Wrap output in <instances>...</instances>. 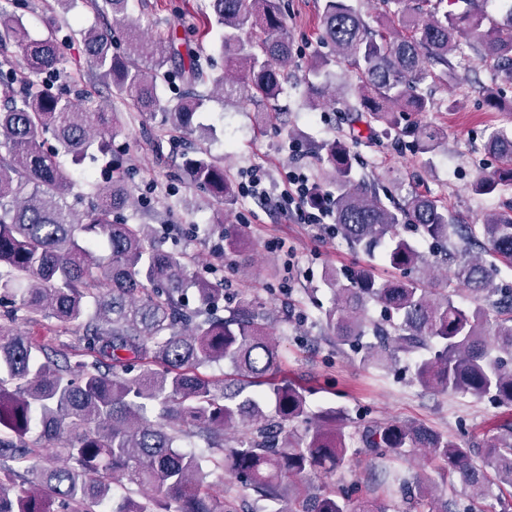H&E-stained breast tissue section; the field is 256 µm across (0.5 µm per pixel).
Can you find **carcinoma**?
Instances as JSON below:
<instances>
[{
    "instance_id": "1",
    "label": "carcinoma",
    "mask_w": 512,
    "mask_h": 512,
    "mask_svg": "<svg viewBox=\"0 0 512 512\" xmlns=\"http://www.w3.org/2000/svg\"><path fill=\"white\" fill-rule=\"evenodd\" d=\"M130 0H93L103 18L126 21ZM383 0L376 29L351 0H323L320 39L330 55L309 66L317 81L304 105L324 93L318 78L342 62L356 71V101L348 106L352 134L362 124L402 127L420 153L440 148V131L412 117L434 109L422 85L437 74L458 79L451 57L468 48L494 63L485 102L509 113L496 84L512 81V2L502 21L487 22L476 0ZM206 23L222 30L224 70L205 68L190 47L169 36L133 31L125 51L112 49V30L83 32L86 52L112 97L141 114L162 109L158 82L172 74L196 85L212 84L226 101L271 103L288 89L293 46L285 0H208ZM14 42L17 66L0 67V512H239L238 498L213 489L217 471L270 503V512H386L396 494L411 512H512V427L465 446L445 432L392 422L360 435L381 462L383 478L372 497L352 507L361 488L315 493L296 502L284 484L311 472H333L352 456L344 411L308 410L313 388L288 378L276 341L272 312L256 300L219 314V281L195 277L198 306L186 305L187 263L151 242L148 224L120 216L131 190L119 158L109 181L78 179L76 167L96 153L112 152L125 119L119 108L97 113L53 92L34 77L58 71L60 46L48 33L28 37L22 19L0 7V47ZM150 60L145 68L142 61ZM204 106L195 95L162 113L174 129L200 131L193 117ZM486 149L500 161L470 185L478 196L512 188V128L493 130ZM317 188L310 204L326 206L336 234L371 253L384 248L391 272L378 277L361 268L345 284L328 272L334 302L320 323L336 341L360 355L366 368L387 371L414 354L413 380L450 395L488 396L512 407V288L497 282L498 264L512 266V207L486 214L480 224H458L448 206L415 192L403 201L357 176L356 155L344 140L319 147ZM191 183L230 205L234 182L207 149L184 163ZM410 224L419 241L444 246L452 268L441 282L418 241L399 233ZM103 238L110 254L93 249ZM471 295L458 302L459 288ZM382 321L371 324L372 306ZM53 322L70 337L72 355L32 341L16 323ZM224 362L222 379L202 368ZM295 429H289L291 425ZM234 437L226 439L228 432ZM197 439L198 451L183 450ZM420 448L446 474L458 476L466 504L424 486L427 476L394 464Z\"/></svg>"
}]
</instances>
